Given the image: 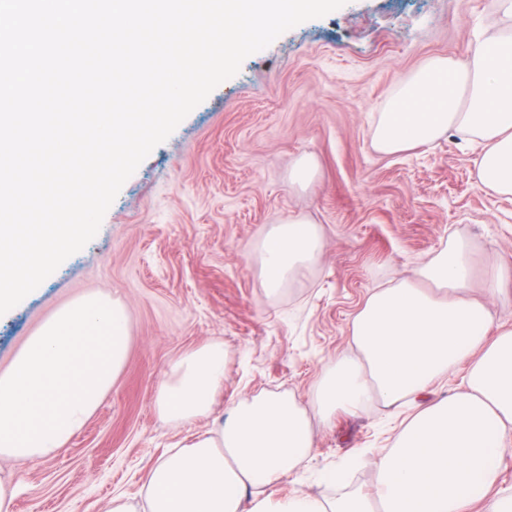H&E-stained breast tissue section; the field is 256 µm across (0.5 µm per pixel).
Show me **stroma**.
<instances>
[{
	"label": "stroma",
	"instance_id": "1",
	"mask_svg": "<svg viewBox=\"0 0 512 512\" xmlns=\"http://www.w3.org/2000/svg\"><path fill=\"white\" fill-rule=\"evenodd\" d=\"M503 26L492 0H347L245 58L156 145L97 235L0 315V372L83 294L120 299L130 322L125 364L83 429L54 455L0 458L18 484L15 512H104L112 495L138 499L155 462L211 425L172 423L155 408L163 371L205 342L226 352L216 414L273 392L305 406L323 366L356 356L350 324L368 295L412 277L451 238L470 242L473 289L491 267L512 271V200L479 186L470 147L452 135L395 156L371 145L372 118L402 80ZM304 157L317 171L302 188L290 170ZM298 216L317 224L325 248L267 296L250 251ZM410 412L376 399L313 420V455L280 495L335 496L321 474L354 456L352 486L372 491L373 462Z\"/></svg>",
	"mask_w": 512,
	"mask_h": 512
}]
</instances>
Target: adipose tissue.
<instances>
[{
	"label": "adipose tissue",
	"mask_w": 512,
	"mask_h": 512,
	"mask_svg": "<svg viewBox=\"0 0 512 512\" xmlns=\"http://www.w3.org/2000/svg\"><path fill=\"white\" fill-rule=\"evenodd\" d=\"M498 6L508 27L479 35L467 61H425L378 113L372 145L393 155L456 135L477 152L479 185L512 197V0ZM322 248L316 225L303 218L270 225L255 246L265 291L277 294ZM470 276L469 246L458 237L420 266L417 281L374 291L351 325L359 358L330 362L312 393L325 422L376 398L411 404L413 415L375 461L372 492L275 498L313 452L309 417L281 393L212 417L225 369L224 345L214 341L170 364L155 398L167 421L209 416L212 428L156 462L140 504L116 495L105 512H469L497 484L512 434V324L495 323L489 303L505 274H488L483 300L468 295ZM462 364L463 387L425 401Z\"/></svg>",
	"instance_id": "adipose-tissue-1"
}]
</instances>
